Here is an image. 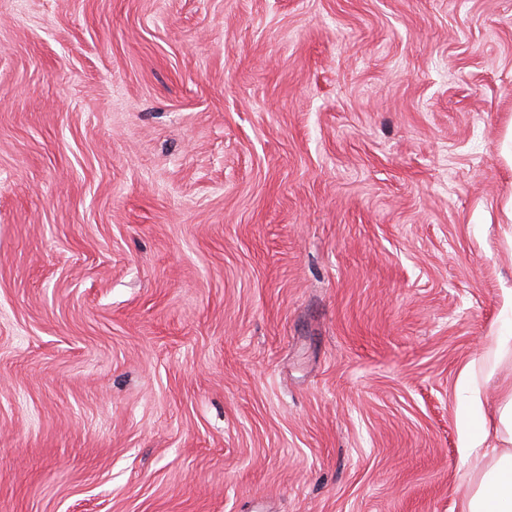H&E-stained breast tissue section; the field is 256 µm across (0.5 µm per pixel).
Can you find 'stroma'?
<instances>
[{
    "mask_svg": "<svg viewBox=\"0 0 512 512\" xmlns=\"http://www.w3.org/2000/svg\"><path fill=\"white\" fill-rule=\"evenodd\" d=\"M511 297L512 0H0V512H459Z\"/></svg>",
    "mask_w": 512,
    "mask_h": 512,
    "instance_id": "1",
    "label": "stroma"
}]
</instances>
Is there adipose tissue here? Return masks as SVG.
<instances>
[{"label": "adipose tissue", "instance_id": "adipose-tissue-1", "mask_svg": "<svg viewBox=\"0 0 512 512\" xmlns=\"http://www.w3.org/2000/svg\"><path fill=\"white\" fill-rule=\"evenodd\" d=\"M486 434L466 433L465 454L490 459L474 491L461 502V512H512V448L486 447Z\"/></svg>", "mask_w": 512, "mask_h": 512}]
</instances>
